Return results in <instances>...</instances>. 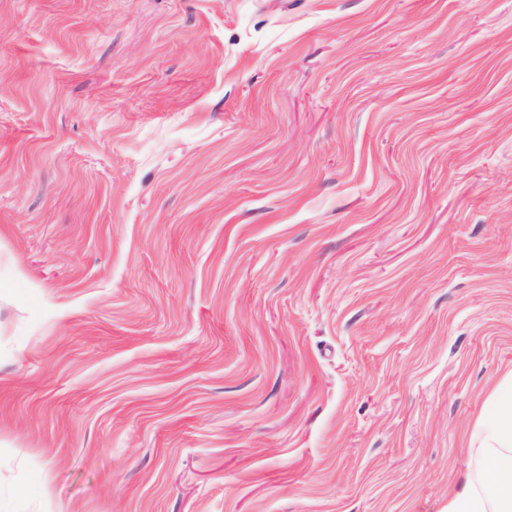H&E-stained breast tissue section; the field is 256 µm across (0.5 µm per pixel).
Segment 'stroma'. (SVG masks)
Masks as SVG:
<instances>
[{"instance_id": "1", "label": "stroma", "mask_w": 512, "mask_h": 512, "mask_svg": "<svg viewBox=\"0 0 512 512\" xmlns=\"http://www.w3.org/2000/svg\"><path fill=\"white\" fill-rule=\"evenodd\" d=\"M512 374V0H0V512H447Z\"/></svg>"}]
</instances>
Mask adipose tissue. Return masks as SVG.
Here are the masks:
<instances>
[{"label": "adipose tissue", "instance_id": "1", "mask_svg": "<svg viewBox=\"0 0 512 512\" xmlns=\"http://www.w3.org/2000/svg\"><path fill=\"white\" fill-rule=\"evenodd\" d=\"M474 440L479 447L494 450L492 462L499 479L486 487L465 477L451 491L448 512H512V378L501 383L486 401Z\"/></svg>", "mask_w": 512, "mask_h": 512}]
</instances>
